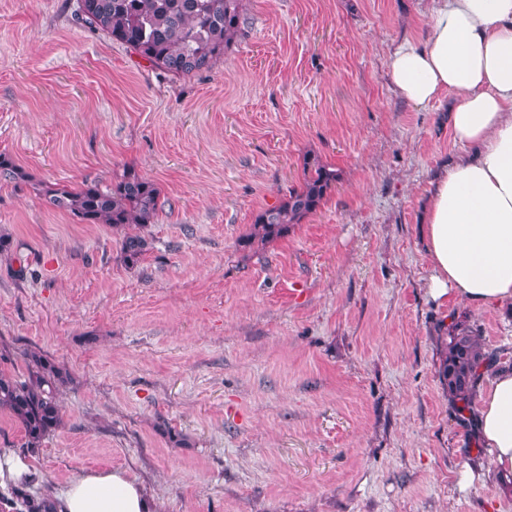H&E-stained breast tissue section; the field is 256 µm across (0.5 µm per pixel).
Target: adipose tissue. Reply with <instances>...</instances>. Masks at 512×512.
Segmentation results:
<instances>
[{"mask_svg": "<svg viewBox=\"0 0 512 512\" xmlns=\"http://www.w3.org/2000/svg\"><path fill=\"white\" fill-rule=\"evenodd\" d=\"M390 78L416 107L453 95L448 127L468 148L428 198L431 298L512 306V0H434L426 41L394 48ZM480 400L493 470L512 476V370L488 377ZM39 498L52 512H162L148 485L117 468L43 486Z\"/></svg>", "mask_w": 512, "mask_h": 512, "instance_id": "adipose-tissue-1", "label": "adipose tissue"}]
</instances>
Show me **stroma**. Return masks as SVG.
I'll return each instance as SVG.
<instances>
[{"instance_id":"obj_1","label":"stroma","mask_w":512,"mask_h":512,"mask_svg":"<svg viewBox=\"0 0 512 512\" xmlns=\"http://www.w3.org/2000/svg\"><path fill=\"white\" fill-rule=\"evenodd\" d=\"M432 0H246L212 71L172 77L78 23L76 0H0V371H66L39 483L142 479L164 512H512L477 427L438 377V337L476 328L512 369V308L439 303L422 214L464 147L445 105L402 101L389 55ZM313 153L340 180L287 237L248 250ZM135 170L167 204L126 266L122 234L39 183ZM182 444L168 440V431ZM484 480L462 486L465 469Z\"/></svg>"}]
</instances>
